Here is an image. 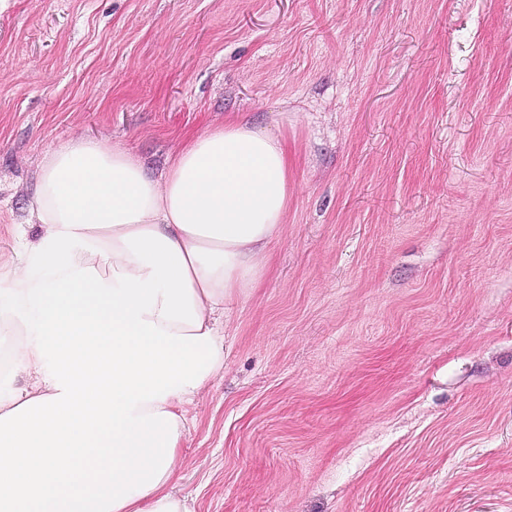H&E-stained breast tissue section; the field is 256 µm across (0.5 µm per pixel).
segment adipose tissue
<instances>
[{
	"label": "adipose tissue",
	"mask_w": 512,
	"mask_h": 512,
	"mask_svg": "<svg viewBox=\"0 0 512 512\" xmlns=\"http://www.w3.org/2000/svg\"><path fill=\"white\" fill-rule=\"evenodd\" d=\"M288 146L240 118L165 173L77 138L45 157L40 242L0 271V512H196L175 492L189 412L224 368L225 307L288 214Z\"/></svg>",
	"instance_id": "ef3b65f1"
}]
</instances>
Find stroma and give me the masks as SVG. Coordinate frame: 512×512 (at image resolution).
<instances>
[{
  "instance_id": "35a3bbf8",
  "label": "stroma",
  "mask_w": 512,
  "mask_h": 512,
  "mask_svg": "<svg viewBox=\"0 0 512 512\" xmlns=\"http://www.w3.org/2000/svg\"><path fill=\"white\" fill-rule=\"evenodd\" d=\"M277 126L291 196L190 414L198 512H512V0H7L0 264L75 138Z\"/></svg>"
}]
</instances>
